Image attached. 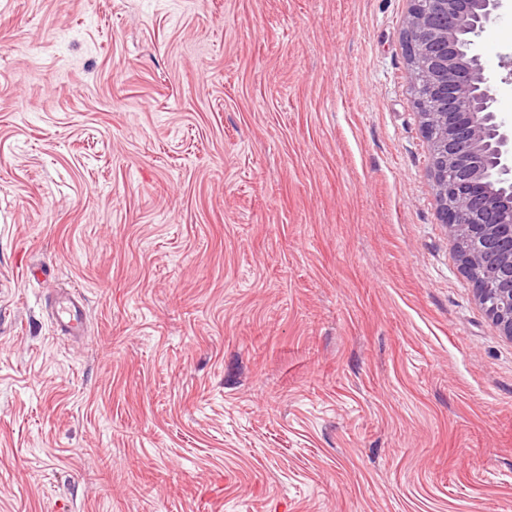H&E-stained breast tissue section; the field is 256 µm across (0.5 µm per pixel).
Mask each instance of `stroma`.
Listing matches in <instances>:
<instances>
[{"instance_id":"stroma-1","label":"stroma","mask_w":512,"mask_h":512,"mask_svg":"<svg viewBox=\"0 0 512 512\" xmlns=\"http://www.w3.org/2000/svg\"><path fill=\"white\" fill-rule=\"evenodd\" d=\"M409 9L0 0V512H512ZM476 51L512 123V0ZM59 336H84L87 311L83 297L75 292L58 294L51 312Z\"/></svg>"}]
</instances>
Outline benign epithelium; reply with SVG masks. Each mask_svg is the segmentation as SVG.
Listing matches in <instances>:
<instances>
[{
    "label": "benign epithelium",
    "mask_w": 512,
    "mask_h": 512,
    "mask_svg": "<svg viewBox=\"0 0 512 512\" xmlns=\"http://www.w3.org/2000/svg\"><path fill=\"white\" fill-rule=\"evenodd\" d=\"M504 0H411L406 55L417 93L437 101L419 113L442 223L474 295L512 339V124L495 110L475 38Z\"/></svg>",
    "instance_id": "1"
}]
</instances>
